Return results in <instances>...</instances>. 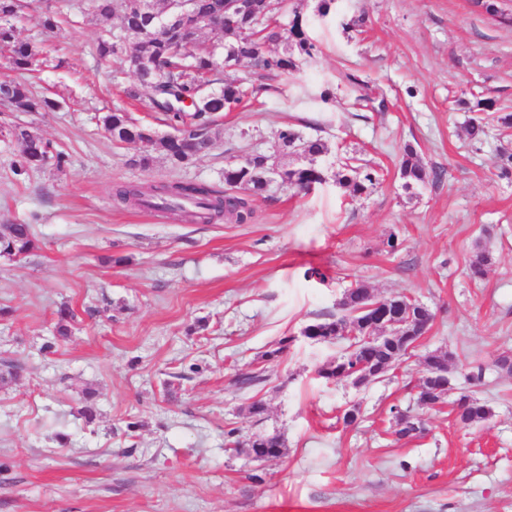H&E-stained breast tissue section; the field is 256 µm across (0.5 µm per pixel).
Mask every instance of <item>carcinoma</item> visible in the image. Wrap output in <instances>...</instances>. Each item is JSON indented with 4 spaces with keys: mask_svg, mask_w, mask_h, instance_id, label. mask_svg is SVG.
I'll list each match as a JSON object with an SVG mask.
<instances>
[{
    "mask_svg": "<svg viewBox=\"0 0 512 512\" xmlns=\"http://www.w3.org/2000/svg\"><path fill=\"white\" fill-rule=\"evenodd\" d=\"M292 0H259L264 11L260 21L247 11L236 12L229 7V0H186L181 22L158 31H143V16L130 0H86L83 10L102 17L119 14L121 33L112 40H101L97 53L102 58L118 56L124 52L125 42H133V56L148 62L153 69L147 81L140 79L121 87L120 92L131 101L148 103L158 114L157 121L174 130L172 134L153 132L148 138L151 147L177 166L192 158L206 154L213 145L212 127L219 114L240 107L248 91L235 78L226 76L228 65L249 60L271 76L274 73L296 69L300 61L313 54L310 41L297 10H289ZM26 0H0V55L5 56L19 74L32 70L39 62L42 51L37 45L17 36V24L24 19ZM44 28L58 26V13L53 0H45L38 16ZM220 34L217 43H210L207 35ZM282 45L281 51L270 49ZM0 105L13 112H47L56 107V101L36 95L22 79L0 83ZM102 123L109 137L115 142H133L143 139L146 126L139 125L129 112L116 108L102 116ZM0 139L17 140L22 145L18 158L12 163L16 176L53 163L60 169L65 155L54 150L50 141L27 129L0 127ZM279 140L307 163L288 167L274 163L272 158L259 154L254 157L255 177L245 181L235 171L224 170L223 192L206 184L168 182L143 190L139 185L121 186L115 196L124 204L171 213H184L191 222L209 223L224 216L238 223L252 218L251 198L269 191V177L276 178L282 187L310 188L324 180L323 171L316 166V159L326 151V142L320 138H305L295 129L286 126L279 131ZM400 174L407 191L422 187L428 177L438 179L441 174H428L415 150L408 146L400 164ZM338 183L356 197L369 193L377 183L376 171L356 158H348L338 173ZM36 248L33 227L26 223L0 226V257L25 258ZM489 257L485 251L475 253L469 264V274L474 279L485 276ZM399 311L409 308L415 313L417 326L426 330L433 320L429 310L413 306L410 300L395 296ZM378 297L363 284L348 288L342 302L343 314L333 320L315 322L306 326V336H328L330 339L353 337L357 347L346 350L341 356L322 369L321 374L336 381L365 379V373L377 378L398 368L409 354L390 342L359 343L368 323L366 307ZM453 411L465 424L486 420L489 408L473 395L462 394L453 401ZM258 459L276 458L283 453V443L277 435L257 436L249 444Z\"/></svg>",
    "mask_w": 512,
    "mask_h": 512,
    "instance_id": "cac0c4a2",
    "label": "carcinoma"
}]
</instances>
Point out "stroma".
Instances as JSON below:
<instances>
[{"instance_id": "35a3bbf8", "label": "stroma", "mask_w": 512, "mask_h": 512, "mask_svg": "<svg viewBox=\"0 0 512 512\" xmlns=\"http://www.w3.org/2000/svg\"><path fill=\"white\" fill-rule=\"evenodd\" d=\"M74 2L55 0L57 28L19 27L64 62L37 81L59 108L0 112V125L68 157L18 177L21 145L0 141V225L28 221L37 239L26 258L0 257V512H512V374L494 365L512 353V179L501 175L512 130L492 121L482 142L466 134L477 102L512 113V28L473 0H332L323 16L317 0H296L312 56L225 113L206 155L175 167L158 154L144 168L134 160L148 145L113 144L101 122L115 108L154 121L112 84L117 69L134 80L131 63L97 55L120 20ZM344 72L383 92L385 110L355 108ZM288 125L324 138L325 180L271 189L249 223L192 224L113 198L121 184L220 189L226 160L254 152L298 165L278 141ZM408 145L441 174L412 193L399 171ZM349 157L379 172L371 193L338 184ZM479 247L490 264L474 281ZM358 281L434 316L392 378L362 387L320 375L346 341L303 334ZM64 304L77 318L63 339ZM433 352L451 355L459 389L483 367L473 394L485 421L463 429L451 402L418 405ZM256 372L262 382L244 386ZM355 406L362 421L344 426ZM394 406L423 433L397 439ZM256 435L280 436L282 455L227 446Z\"/></svg>"}]
</instances>
